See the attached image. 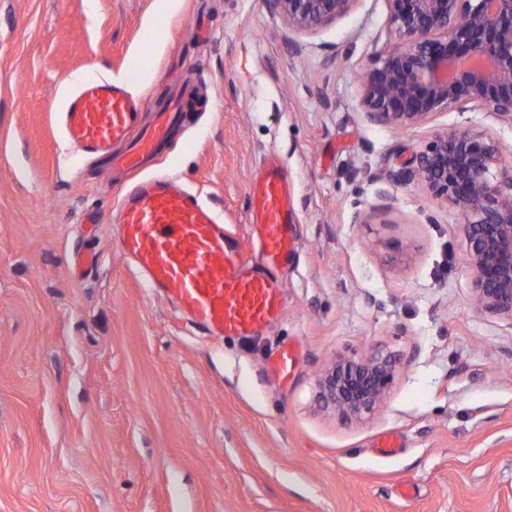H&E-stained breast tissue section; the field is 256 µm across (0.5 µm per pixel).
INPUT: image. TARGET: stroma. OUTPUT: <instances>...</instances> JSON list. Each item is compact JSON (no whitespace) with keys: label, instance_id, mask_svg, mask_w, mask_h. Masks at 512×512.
<instances>
[{"label":"stroma","instance_id":"35a3bbf8","mask_svg":"<svg viewBox=\"0 0 512 512\" xmlns=\"http://www.w3.org/2000/svg\"><path fill=\"white\" fill-rule=\"evenodd\" d=\"M388 30L385 0L308 36L264 0H0V512H512V322L473 310L457 213L384 180L434 126L485 116L368 123L359 77ZM135 62L144 121L192 93L148 172L248 256L264 156L295 186L298 252L258 335H209L145 286L120 178L64 135L84 81ZM378 350L402 357L382 411L318 412L323 365Z\"/></svg>","mask_w":512,"mask_h":512}]
</instances>
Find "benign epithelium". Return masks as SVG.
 <instances>
[{
    "instance_id": "7a95c632",
    "label": "benign epithelium",
    "mask_w": 512,
    "mask_h": 512,
    "mask_svg": "<svg viewBox=\"0 0 512 512\" xmlns=\"http://www.w3.org/2000/svg\"><path fill=\"white\" fill-rule=\"evenodd\" d=\"M358 0H266L296 34L349 14ZM395 42L360 85L367 122L404 130L442 112H483L512 123V0H386ZM386 181L414 183L461 217L464 266L476 311L512 322V164L482 124L436 130ZM401 358L379 350L340 356L316 381L318 408L361 421L385 404Z\"/></svg>"
}]
</instances>
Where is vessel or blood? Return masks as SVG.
Segmentation results:
<instances>
[{"mask_svg": "<svg viewBox=\"0 0 512 512\" xmlns=\"http://www.w3.org/2000/svg\"><path fill=\"white\" fill-rule=\"evenodd\" d=\"M182 108L173 98L155 124L140 126L141 104L126 83L91 81L63 112L66 138L90 155L129 148L121 160L139 167L162 141ZM257 265L224 236L214 210L177 181L146 179L129 187L117 209L121 248L147 285L166 293L193 324L213 336H250L274 324L282 311L274 275L297 254L294 186L277 154L267 155L251 190Z\"/></svg>", "mask_w": 512, "mask_h": 512, "instance_id": "vessel-or-blood-1", "label": "vessel or blood"}]
</instances>
